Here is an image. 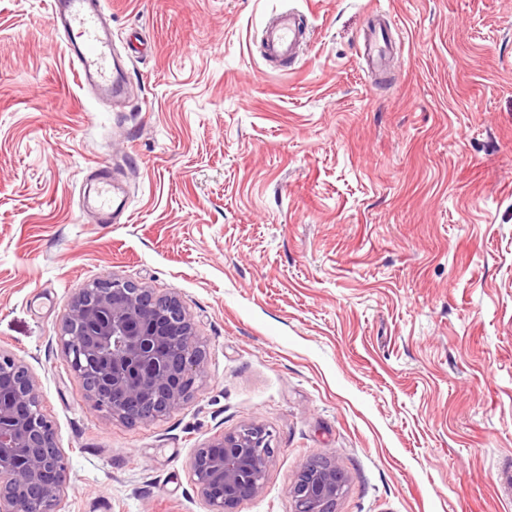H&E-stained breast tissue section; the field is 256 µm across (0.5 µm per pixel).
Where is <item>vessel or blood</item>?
Returning a JSON list of instances; mask_svg holds the SVG:
<instances>
[{
	"mask_svg": "<svg viewBox=\"0 0 512 512\" xmlns=\"http://www.w3.org/2000/svg\"><path fill=\"white\" fill-rule=\"evenodd\" d=\"M53 20L67 40L69 56L82 87L98 96H120L126 68L112 42V30L104 19L101 0H50ZM308 41L298 11L288 9L270 18L261 32L264 59L282 64L300 56ZM362 53L369 73L383 70L386 49L377 36L364 37ZM118 187L108 174H101L96 187L95 208L108 213L117 204Z\"/></svg>",
	"mask_w": 512,
	"mask_h": 512,
	"instance_id": "vessel-or-blood-1",
	"label": "vessel or blood"
}]
</instances>
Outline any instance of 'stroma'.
I'll return each mask as SVG.
<instances>
[{
    "instance_id": "1",
    "label": "stroma",
    "mask_w": 512,
    "mask_h": 512,
    "mask_svg": "<svg viewBox=\"0 0 512 512\" xmlns=\"http://www.w3.org/2000/svg\"><path fill=\"white\" fill-rule=\"evenodd\" d=\"M298 10L288 69L260 31ZM128 93L79 86L49 0H0V347L68 461L60 512H209L195 448L272 436L238 512H293L311 458L336 512H512V0H108ZM401 49L371 78V14ZM124 176L117 223L87 175ZM172 292L205 376L157 420L85 398L58 340L103 276Z\"/></svg>"
}]
</instances>
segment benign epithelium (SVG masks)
<instances>
[{
  "mask_svg": "<svg viewBox=\"0 0 512 512\" xmlns=\"http://www.w3.org/2000/svg\"><path fill=\"white\" fill-rule=\"evenodd\" d=\"M59 341L86 398L109 419L136 424L152 400L164 416L188 400L184 384L203 377L204 354L180 300L111 276L80 289ZM273 453L269 432L249 424L195 449L193 481L209 512H238L240 491L257 494ZM67 460L41 410L34 373L0 348V512H59L56 488ZM345 485L334 469L300 471L289 490L307 512H327Z\"/></svg>",
  "mask_w": 512,
  "mask_h": 512,
  "instance_id": "7a95c632",
  "label": "benign epithelium"
}]
</instances>
